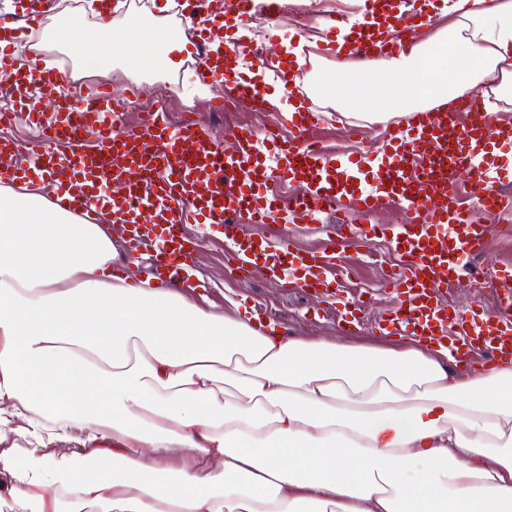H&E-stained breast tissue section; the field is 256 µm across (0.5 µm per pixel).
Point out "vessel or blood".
I'll use <instances>...</instances> for the list:
<instances>
[{
    "label": "vessel or blood",
    "mask_w": 512,
    "mask_h": 512,
    "mask_svg": "<svg viewBox=\"0 0 512 512\" xmlns=\"http://www.w3.org/2000/svg\"><path fill=\"white\" fill-rule=\"evenodd\" d=\"M45 2L24 0L8 20L11 32H37ZM360 12L362 23L352 27L328 17L323 54L341 52L359 61L394 55L440 17L439 0H361ZM219 30L214 24L199 31L208 52L195 67L197 80L221 83L225 100L270 111L266 82L239 71L238 39L225 38L222 48L212 49ZM0 73L9 78L13 98L12 110L0 111V126L22 119L41 135L26 165L19 161L21 145L0 136V182L48 184L57 205L90 220L112 212L123 227L127 257L151 248L161 282L196 285L190 261L202 242L184 235L187 224L222 228L240 271L264 262L274 276L288 277L317 299L334 297L326 270L350 242L386 236L402 270L386 281L397 302L383 319L384 330L447 341L463 358L484 352L512 359V266L497 270L488 284L497 312L460 311L442 299L444 288L460 281L469 260L483 253L493 217L512 209L505 192L512 185V122L487 112L477 97H462L454 113H413L388 130L387 150L372 156L329 153L312 141L324 114L309 103L290 119V135L274 126H240L227 148L207 125L171 126L159 108L142 123L126 124L125 112L141 95L134 85L120 97L107 86L87 85L76 104L69 95L70 65L47 70L39 57L20 65L5 53ZM276 182L300 183L305 191L285 202L271 190ZM464 183L477 206L461 202L458 188ZM389 204L401 206L405 215L393 233L366 221ZM329 212L343 221L324 226L321 249L294 250L289 219L314 220ZM244 224H266L272 232L252 239L241 235Z\"/></svg>",
    "instance_id": "b4317fda"
}]
</instances>
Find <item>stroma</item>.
<instances>
[{
  "mask_svg": "<svg viewBox=\"0 0 512 512\" xmlns=\"http://www.w3.org/2000/svg\"><path fill=\"white\" fill-rule=\"evenodd\" d=\"M54 8L47 13L42 31L38 35H20L11 45L10 52L15 60L25 61L33 55H41L46 65H56L58 58L67 57L73 64L75 79L80 84H105L121 89L130 84L149 87L164 84L170 87L168 113L171 121L180 122L185 111H192L196 120L211 126L216 139L229 141L234 126L249 124L256 128L285 120L282 109L270 112L253 111L243 103L230 112H213L209 106L214 96L220 94V87L207 88L205 95L189 94L188 87L193 81L191 58H183L177 65L157 64L149 68L136 67L121 58H114L109 65L90 69L77 62L78 51L48 42L47 35L64 20L80 18L85 29L91 30L98 24L97 17L83 13L84 0H53ZM130 14L154 19L167 33L180 35L186 21L175 6L166 0H125L122 9L114 12L115 22H122ZM322 21L320 15L306 12L294 21L277 26L261 24L250 28L249 38L253 45L267 48L272 38H279L280 52H287L294 44L297 33L318 34ZM324 110L333 116L322 124L317 135L332 150L345 153L351 150L371 148L379 150L381 124H363L351 110L333 109L331 103H324ZM494 228L484 253L475 258L471 267L481 276L491 277L506 261L512 262V235L502 233L503 226H512V214L495 218ZM187 236L200 238L204 247L196 255L194 275L201 283L195 296L207 299L218 307H227L229 300L244 302L245 305L262 310L266 318L273 320L289 336H337L354 342H369L379 337L381 317L392 306L393 296L382 286L387 272L398 270L399 256L384 241H377L379 257L376 261H361L357 258L358 246L348 247L337 259L335 266L327 271L329 279L335 282L338 303H325L319 313H311L312 298L299 289L285 286L283 281L270 278L262 267H255L249 276H242L236 268L232 254L224 245V236L219 229L202 224H189L184 228ZM365 301L366 306L351 327L342 322L344 304Z\"/></svg>",
  "mask_w": 512,
  "mask_h": 512,
  "instance_id": "stroma-1",
  "label": "stroma"
}]
</instances>
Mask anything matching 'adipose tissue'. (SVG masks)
<instances>
[{"mask_svg": "<svg viewBox=\"0 0 512 512\" xmlns=\"http://www.w3.org/2000/svg\"><path fill=\"white\" fill-rule=\"evenodd\" d=\"M99 19L83 63L152 66L186 40ZM409 51L319 74L340 107L370 83L399 112L481 88L512 105V0H443ZM106 225L0 187V493L20 512H512V364L414 337H288L247 309L113 271ZM54 442L74 444L51 451Z\"/></svg>", "mask_w": 512, "mask_h": 512, "instance_id": "adipose-tissue-1", "label": "adipose tissue"}]
</instances>
